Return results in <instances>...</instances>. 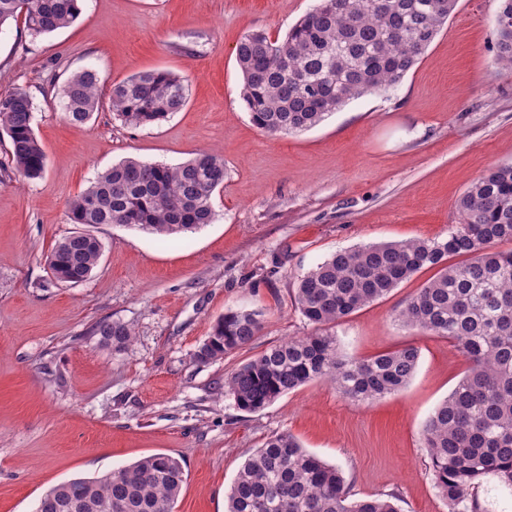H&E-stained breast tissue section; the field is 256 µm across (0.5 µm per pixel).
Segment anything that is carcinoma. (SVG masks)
<instances>
[{
  "label": "carcinoma",
  "instance_id": "cac0c4a2",
  "mask_svg": "<svg viewBox=\"0 0 512 512\" xmlns=\"http://www.w3.org/2000/svg\"><path fill=\"white\" fill-rule=\"evenodd\" d=\"M82 0H0V26L23 18L33 38L73 23ZM456 7V0H318L282 39L256 32L236 46L242 98L251 122L270 135L319 125L349 100L398 85ZM497 61L512 69V0L497 15ZM100 79L70 75L61 95L76 127L100 107ZM112 111L127 126L165 120L186 103L183 79L156 70L112 85ZM34 102L20 88L0 93V131L11 161L27 179L42 177L46 154L34 129ZM223 155L203 152L169 167L127 158L99 174L68 204L72 223L121 224L165 238L211 223L224 184ZM461 222L444 238L366 244L339 250L297 278L294 303L315 332L273 345L224 380L238 408L261 410L280 396L327 380L346 398L371 402L413 378L419 351L406 346L366 359L341 354L331 329L428 269L399 312L401 322L448 338L469 364L424 425L434 485L448 512H485L478 488L490 479L512 490V165L489 171L458 201ZM102 255L89 232L60 239L47 256L53 278L80 285ZM262 312L229 309L197 351L202 362L251 344ZM100 343L119 351L133 332L121 321L95 326ZM186 482L181 462L152 454L95 478L77 477L46 491L36 512H174ZM226 512H397L388 499L351 500L342 472L308 452L290 432L269 437L249 457L227 495Z\"/></svg>",
  "mask_w": 512,
  "mask_h": 512
}]
</instances>
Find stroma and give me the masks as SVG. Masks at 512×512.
I'll return each mask as SVG.
<instances>
[{"label":"stroma","mask_w":512,"mask_h":512,"mask_svg":"<svg viewBox=\"0 0 512 512\" xmlns=\"http://www.w3.org/2000/svg\"><path fill=\"white\" fill-rule=\"evenodd\" d=\"M317 0H84L69 27L31 38L0 27V93L21 88L47 156L42 178L13 167L0 141V512H34L51 487L99 477L142 457L181 460L174 512H225L244 462L289 431L338 465L353 499H393L400 512H448L421 431L468 364L455 342L396 319L418 274L335 327L340 348L368 358L412 345L407 387L370 404L317 381L247 412L224 393L239 364L312 332L293 301L298 276L336 251L446 236L458 198L512 163V70L496 61L500 0H458L398 85L349 101L316 127L270 136L250 121L236 45L285 36ZM96 70L103 90L165 69L185 78L183 109L129 127L102 107L65 123L58 84ZM217 150L227 168L212 224L163 241L101 224L96 273L53 281L46 257L74 232L68 203L125 158L176 166ZM262 310L254 341L223 358L196 352L227 309ZM135 336L102 346L96 323Z\"/></svg>","instance_id":"stroma-1"}]
</instances>
